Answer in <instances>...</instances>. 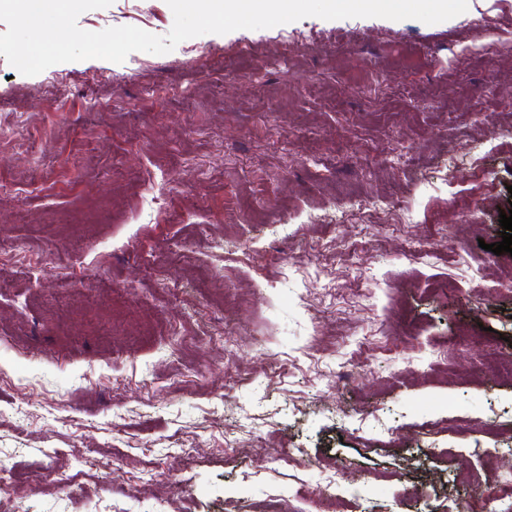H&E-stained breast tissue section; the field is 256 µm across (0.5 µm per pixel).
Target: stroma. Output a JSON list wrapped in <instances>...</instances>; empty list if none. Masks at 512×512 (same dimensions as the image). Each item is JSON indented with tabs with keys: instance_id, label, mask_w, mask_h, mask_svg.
Wrapping results in <instances>:
<instances>
[{
	"instance_id": "1",
	"label": "stroma",
	"mask_w": 512,
	"mask_h": 512,
	"mask_svg": "<svg viewBox=\"0 0 512 512\" xmlns=\"http://www.w3.org/2000/svg\"><path fill=\"white\" fill-rule=\"evenodd\" d=\"M166 0L88 31L164 36ZM0 55V470L22 512H460L512 467V0ZM455 285L454 301L438 296ZM192 453H184V445ZM416 482V497L401 496Z\"/></svg>"
}]
</instances>
